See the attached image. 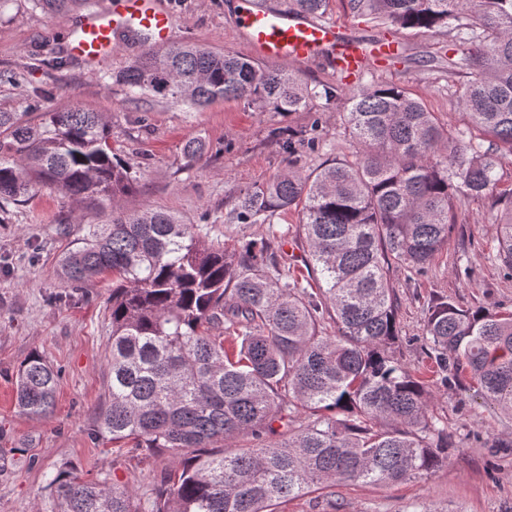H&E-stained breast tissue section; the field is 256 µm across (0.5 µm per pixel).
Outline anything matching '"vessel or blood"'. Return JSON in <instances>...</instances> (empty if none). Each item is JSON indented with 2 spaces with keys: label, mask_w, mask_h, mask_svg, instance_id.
<instances>
[{
  "label": "vessel or blood",
  "mask_w": 512,
  "mask_h": 512,
  "mask_svg": "<svg viewBox=\"0 0 512 512\" xmlns=\"http://www.w3.org/2000/svg\"><path fill=\"white\" fill-rule=\"evenodd\" d=\"M236 26L254 55L265 62L301 63L327 56L346 72L364 68V43L345 38L337 23L319 22L294 9L271 10L242 0ZM146 35L160 47L174 38L173 18L161 0H109L105 9L83 14L68 38L70 54L94 66L111 57L117 35Z\"/></svg>",
  "instance_id": "b4317fda"
}]
</instances>
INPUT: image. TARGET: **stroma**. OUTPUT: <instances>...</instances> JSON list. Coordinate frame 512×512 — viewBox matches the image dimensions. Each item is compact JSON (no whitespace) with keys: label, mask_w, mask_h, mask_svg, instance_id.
<instances>
[{"label":"stroma","mask_w":512,"mask_h":512,"mask_svg":"<svg viewBox=\"0 0 512 512\" xmlns=\"http://www.w3.org/2000/svg\"><path fill=\"white\" fill-rule=\"evenodd\" d=\"M172 13L175 41L195 42L248 55L234 22L239 0H162ZM76 12L47 14L32 0H8L0 8V112L35 119L34 90L51 94L53 108L75 104L106 113L112 120V147L128 168L135 188L119 200L121 210L162 208L203 224L226 247L285 233L281 263L302 277L311 262L297 235L301 215L280 212L273 225L228 224L224 213L240 188L261 183L287 165L307 174L325 162L351 157L354 150L343 124L346 93L363 78L393 83L418 95L449 130L467 126L460 106L467 73H449V60L466 45L455 32L397 30L355 16L347 0H330L327 21L345 24L351 37L391 39L395 59L379 60L362 74H342L328 59L293 65L309 84L340 87L342 98L316 101L308 112H262L240 100L218 99L191 109L154 96L131 97L116 82L129 62L148 49L144 40L121 43L112 57L88 68L74 62L54 68L50 59L66 46ZM297 139L295 154L284 147ZM204 146L187 159L184 146ZM108 210L72 202L50 189L33 192L0 214V512H53L47 475L73 469L84 480L107 478L146 496L154 482L179 462L167 455L144 459L89 432L107 395V345L111 278L81 289L63 280L59 262L90 224H103ZM398 342L391 353L403 366L433 382V363L422 338L433 297L463 309L512 312V277L496 257L494 213L489 200L463 202L447 246L424 275L393 268ZM39 353L61 374L50 416L32 418L16 404L21 363ZM433 415L448 433V461L421 479L383 487L344 483L280 502L275 512H512V416L488 405L476 385L463 383L437 391Z\"/></svg>","instance_id":"obj_1"}]
</instances>
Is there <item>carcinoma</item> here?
I'll return each instance as SVG.
<instances>
[{
    "label": "carcinoma",
    "instance_id": "cac0c4a2",
    "mask_svg": "<svg viewBox=\"0 0 512 512\" xmlns=\"http://www.w3.org/2000/svg\"><path fill=\"white\" fill-rule=\"evenodd\" d=\"M49 13L87 0H33ZM329 0H295L316 17ZM396 29L450 28L467 48L448 71L470 81L460 105L471 129L448 133L408 89L370 83L351 94L344 129L352 160L308 175L288 168L241 189L226 224H270L298 208L316 290L288 274L268 240L229 250L199 224L146 207L115 210L133 186L102 113L73 105L35 123L0 112V211L37 185L94 206L60 259L73 288L112 276L108 400L93 439L138 455H191L155 482L147 500L107 479L62 468L48 485L54 512H273L300 493L339 483L381 486L421 478L448 460V434L430 413L432 391L388 352L397 334L392 264L427 272L457 223L456 204L491 197L498 260L512 277V190L493 194L512 161V0H349ZM134 94L190 108L243 100L264 112H304L340 88L310 89L292 72L195 44L150 49L119 75ZM482 133L487 148L473 142ZM333 312L336 335L320 334ZM423 338L443 386L476 383L512 415V313L462 309L438 298ZM59 373L41 355L20 366L16 402L32 418L53 408ZM305 414L290 428L291 414ZM285 427L280 438L273 424ZM247 438V448L216 443Z\"/></svg>",
    "mask_w": 512,
    "mask_h": 512
}]
</instances>
